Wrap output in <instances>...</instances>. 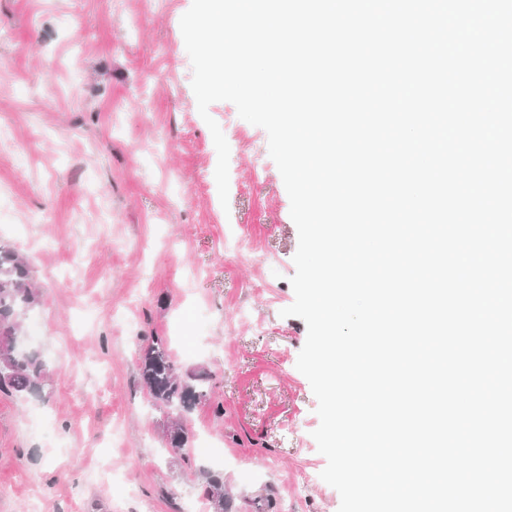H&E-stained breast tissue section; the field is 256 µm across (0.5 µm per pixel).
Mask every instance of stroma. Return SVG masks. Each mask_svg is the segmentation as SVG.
I'll return each instance as SVG.
<instances>
[{
    "mask_svg": "<svg viewBox=\"0 0 512 512\" xmlns=\"http://www.w3.org/2000/svg\"><path fill=\"white\" fill-rule=\"evenodd\" d=\"M192 0H0V243L30 264L50 382L0 395V512H208L220 471L233 512H338L308 481L326 458L297 369L307 339L289 282L298 231L268 135L218 101L229 203L191 87L180 20ZM180 372L210 371L185 420L139 376L143 337Z\"/></svg>",
    "mask_w": 512,
    "mask_h": 512,
    "instance_id": "1",
    "label": "stroma"
}]
</instances>
